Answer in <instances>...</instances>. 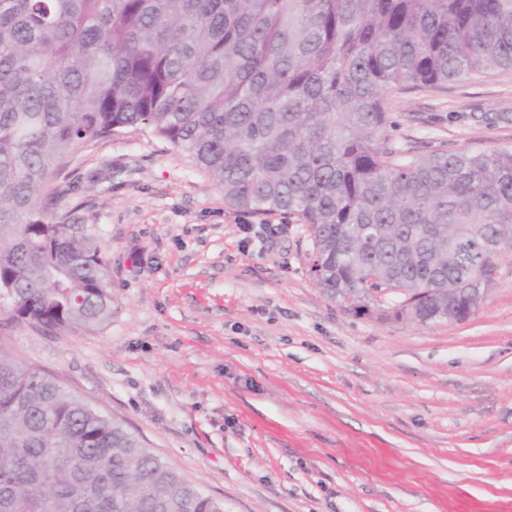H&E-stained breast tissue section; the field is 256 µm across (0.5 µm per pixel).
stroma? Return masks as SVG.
<instances>
[{
    "instance_id": "1",
    "label": "stroma",
    "mask_w": 512,
    "mask_h": 512,
    "mask_svg": "<svg viewBox=\"0 0 512 512\" xmlns=\"http://www.w3.org/2000/svg\"><path fill=\"white\" fill-rule=\"evenodd\" d=\"M392 142L512 147V73L398 94ZM95 225L112 317L0 332V350L120 422L224 512H512V264L466 321L344 311L305 225L234 208L180 149L129 128L59 172Z\"/></svg>"
}]
</instances>
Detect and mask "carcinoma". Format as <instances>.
Segmentation results:
<instances>
[{
  "label": "carcinoma",
  "instance_id": "obj_1",
  "mask_svg": "<svg viewBox=\"0 0 512 512\" xmlns=\"http://www.w3.org/2000/svg\"><path fill=\"white\" fill-rule=\"evenodd\" d=\"M512 71V0H0V331L94 330L92 224L54 217L81 143L144 126L225 203L286 216L328 298L462 288L512 249V148L416 156L397 94ZM0 512H224L121 423L0 351Z\"/></svg>",
  "mask_w": 512,
  "mask_h": 512
}]
</instances>
